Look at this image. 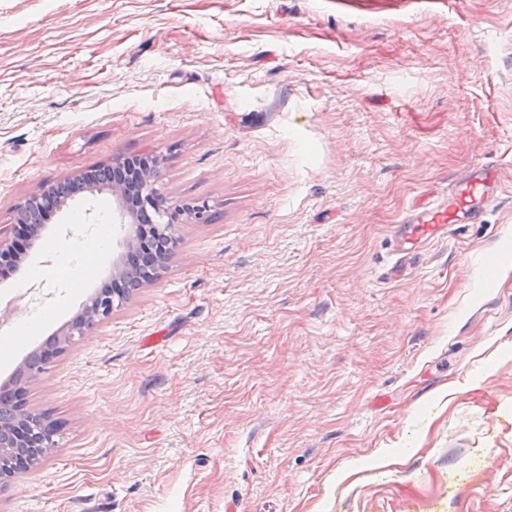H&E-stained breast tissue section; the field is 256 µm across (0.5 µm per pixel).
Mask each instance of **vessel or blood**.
<instances>
[{"label":"vessel or blood","instance_id":"1","mask_svg":"<svg viewBox=\"0 0 512 512\" xmlns=\"http://www.w3.org/2000/svg\"><path fill=\"white\" fill-rule=\"evenodd\" d=\"M506 170L505 164L496 161L474 165L445 193L409 204L393 228L394 261L388 277H399L406 266L424 261L426 246L447 239L455 225L483 222L502 199ZM510 261L511 246L504 244L483 252L480 264L486 287H495L497 269Z\"/></svg>","mask_w":512,"mask_h":512}]
</instances>
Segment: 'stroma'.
Returning <instances> with one entry per match:
<instances>
[{
  "label": "stroma",
  "mask_w": 512,
  "mask_h": 512,
  "mask_svg": "<svg viewBox=\"0 0 512 512\" xmlns=\"http://www.w3.org/2000/svg\"><path fill=\"white\" fill-rule=\"evenodd\" d=\"M156 153L161 277L28 387L51 455L0 512H512V192L387 280L407 205L512 162V0H0V236L30 194ZM116 202L54 211L0 276L9 381L111 279L62 259ZM512 260V249L503 244L496 249L485 250L482 253L480 264L484 274L486 288H495V273L497 269Z\"/></svg>",
  "instance_id": "obj_1"
}]
</instances>
